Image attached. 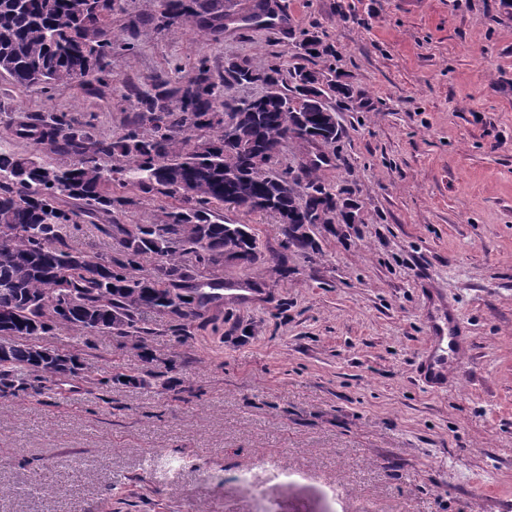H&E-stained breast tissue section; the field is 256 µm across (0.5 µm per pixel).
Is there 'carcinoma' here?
I'll return each instance as SVG.
<instances>
[{"label": "carcinoma", "instance_id": "carcinoma-1", "mask_svg": "<svg viewBox=\"0 0 512 512\" xmlns=\"http://www.w3.org/2000/svg\"><path fill=\"white\" fill-rule=\"evenodd\" d=\"M153 17L164 34L190 26L210 42L224 39L223 0H159ZM115 0H0V76L18 86L103 83L112 54ZM187 77H156L152 90L135 97L125 131L101 139L93 125L71 113L35 115L15 126L17 137L50 145L70 157L49 165L0 151V236L10 249L0 253V333L13 337L0 354V396L16 390L41 394L43 379L66 372L73 357L60 354V367L46 362L42 337L58 326L73 336L99 333L144 346L153 330L144 315L170 317L187 329L202 309L220 299L217 285L201 287L199 270L237 254L249 267L261 260L253 228L229 222L223 206L278 219L283 248L319 252L318 224H334L337 194L320 175L323 154L300 164L299 172L278 171L286 142L336 147L342 128L328 93L349 94L348 85L321 83L303 66L286 71L261 62L232 63L214 73L198 59ZM259 84L253 106L224 95L232 84ZM236 116L234 135L202 140L218 115ZM122 164L107 169L106 158ZM160 194L173 200L157 224L127 226L116 216L130 203L126 193ZM75 201L67 207L65 200ZM114 216L105 233L116 244L108 260L71 246L66 227L82 217ZM155 258L154 272L141 275Z\"/></svg>", "mask_w": 512, "mask_h": 512}]
</instances>
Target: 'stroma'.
<instances>
[{"label":"stroma","instance_id":"stroma-1","mask_svg":"<svg viewBox=\"0 0 512 512\" xmlns=\"http://www.w3.org/2000/svg\"><path fill=\"white\" fill-rule=\"evenodd\" d=\"M256 2L224 0L208 43L144 23L155 0H116L113 81L92 94L0 77V150L57 164L12 124L75 112L112 138L127 85L202 57L319 71L351 87L322 174L356 205L315 227V255L283 249L276 217L225 207L288 270L211 269L228 290L185 335L150 313L143 348L45 336L99 378L0 398V512H512V9L277 0L276 25L255 27ZM305 31L330 55H306ZM107 221L69 243L109 258Z\"/></svg>","mask_w":512,"mask_h":512}]
</instances>
